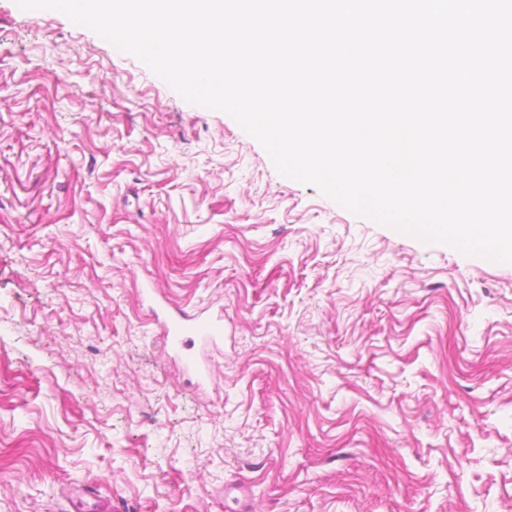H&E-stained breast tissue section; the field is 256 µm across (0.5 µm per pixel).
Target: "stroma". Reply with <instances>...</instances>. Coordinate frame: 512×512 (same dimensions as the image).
I'll return each instance as SVG.
<instances>
[{"instance_id":"35a3bbf8","label":"stroma","mask_w":512,"mask_h":512,"mask_svg":"<svg viewBox=\"0 0 512 512\" xmlns=\"http://www.w3.org/2000/svg\"><path fill=\"white\" fill-rule=\"evenodd\" d=\"M224 315L198 384L145 297ZM512 512V263L280 174L0 0V512Z\"/></svg>"}]
</instances>
